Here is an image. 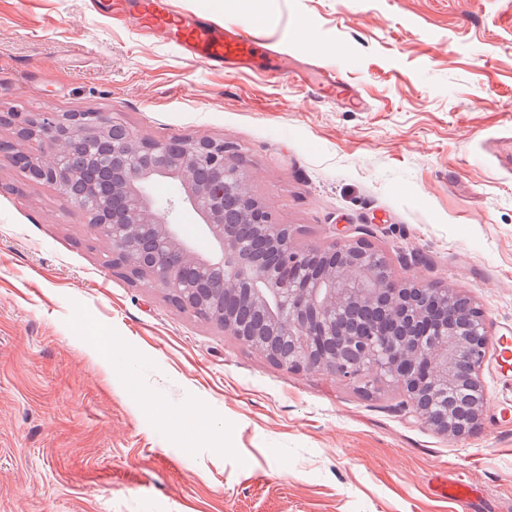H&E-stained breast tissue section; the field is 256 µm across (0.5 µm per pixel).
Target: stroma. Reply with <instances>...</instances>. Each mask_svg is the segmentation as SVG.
<instances>
[{"instance_id":"35a3bbf8","label":"stroma","mask_w":512,"mask_h":512,"mask_svg":"<svg viewBox=\"0 0 512 512\" xmlns=\"http://www.w3.org/2000/svg\"><path fill=\"white\" fill-rule=\"evenodd\" d=\"M319 54L366 102L187 61L93 0H0V103L118 113L234 144L248 188L305 245L365 237L402 276L461 289L512 330V0H172ZM56 187L0 155V512H458L439 473L512 512V390L486 360L469 437L292 373L108 266ZM115 354L119 366L102 363Z\"/></svg>"}]
</instances>
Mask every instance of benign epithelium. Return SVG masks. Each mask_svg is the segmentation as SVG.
<instances>
[{
    "instance_id": "obj_1",
    "label": "benign epithelium",
    "mask_w": 512,
    "mask_h": 512,
    "mask_svg": "<svg viewBox=\"0 0 512 512\" xmlns=\"http://www.w3.org/2000/svg\"><path fill=\"white\" fill-rule=\"evenodd\" d=\"M4 149L28 180L57 187L111 246L108 265L165 290L184 312L292 372L322 371L404 397L409 416L463 439L487 407L485 311L458 288L401 277L363 238L304 247L245 188L238 149L209 137L158 141L112 112L0 111ZM181 197L161 206L150 186ZM200 218L212 242L196 253L171 215Z\"/></svg>"
}]
</instances>
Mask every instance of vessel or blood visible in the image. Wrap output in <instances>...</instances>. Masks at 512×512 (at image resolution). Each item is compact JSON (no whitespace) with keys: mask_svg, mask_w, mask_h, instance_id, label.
Here are the masks:
<instances>
[{"mask_svg":"<svg viewBox=\"0 0 512 512\" xmlns=\"http://www.w3.org/2000/svg\"><path fill=\"white\" fill-rule=\"evenodd\" d=\"M113 19L132 23L144 30L170 36L172 43L191 61L213 69L260 63L262 55L278 54L274 42L265 39L259 29L239 24L227 25L211 17L188 15L176 10L170 0H114ZM320 88L324 96L350 108H360L361 100L353 87L332 71H324ZM438 496L466 512L470 484L447 474L434 479Z\"/></svg>","mask_w":512,"mask_h":512,"instance_id":"1","label":"vessel or blood"}]
</instances>
